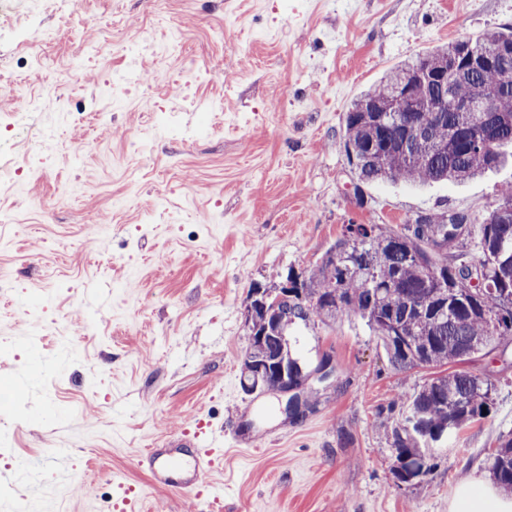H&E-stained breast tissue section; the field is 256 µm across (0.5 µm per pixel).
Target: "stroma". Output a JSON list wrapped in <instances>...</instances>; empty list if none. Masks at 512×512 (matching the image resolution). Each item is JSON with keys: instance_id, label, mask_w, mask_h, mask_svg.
<instances>
[{"instance_id": "obj_1", "label": "stroma", "mask_w": 512, "mask_h": 512, "mask_svg": "<svg viewBox=\"0 0 512 512\" xmlns=\"http://www.w3.org/2000/svg\"><path fill=\"white\" fill-rule=\"evenodd\" d=\"M491 30H512V0H17L1 15L0 166L30 175L0 182L15 215L0 223V512H449L489 477L512 431V345L468 363L491 378L489 410L418 485L392 473L393 434L428 373L394 371L361 318L289 327L300 418L241 372L251 292L312 271L346 225L461 212L456 248L475 257L512 157L462 183H364L344 122L401 61ZM231 430L199 493L138 464Z\"/></svg>"}]
</instances>
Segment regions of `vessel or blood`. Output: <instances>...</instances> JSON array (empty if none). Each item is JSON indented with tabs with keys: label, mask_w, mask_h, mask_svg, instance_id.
Listing matches in <instances>:
<instances>
[{
	"label": "vessel or blood",
	"mask_w": 512,
	"mask_h": 512,
	"mask_svg": "<svg viewBox=\"0 0 512 512\" xmlns=\"http://www.w3.org/2000/svg\"><path fill=\"white\" fill-rule=\"evenodd\" d=\"M143 458L154 483L185 490L202 483L205 475L212 471L217 455L212 448H192L187 459L176 461L169 454L150 448Z\"/></svg>",
	"instance_id": "obj_1"
}]
</instances>
